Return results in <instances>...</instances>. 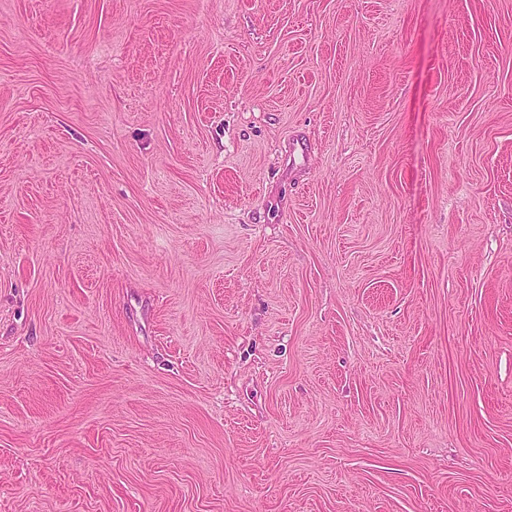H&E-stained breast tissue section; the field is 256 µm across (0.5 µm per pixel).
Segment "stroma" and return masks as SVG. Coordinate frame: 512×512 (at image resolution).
Listing matches in <instances>:
<instances>
[{
	"label": "stroma",
	"instance_id": "35a3bbf8",
	"mask_svg": "<svg viewBox=\"0 0 512 512\" xmlns=\"http://www.w3.org/2000/svg\"><path fill=\"white\" fill-rule=\"evenodd\" d=\"M0 512H512V0H0Z\"/></svg>",
	"mask_w": 512,
	"mask_h": 512
}]
</instances>
